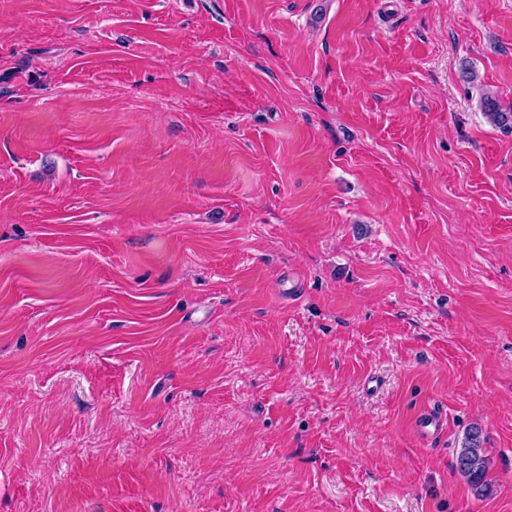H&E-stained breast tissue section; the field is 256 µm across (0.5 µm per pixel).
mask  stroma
Listing matches in <instances>:
<instances>
[{"instance_id": "obj_1", "label": "stroma", "mask_w": 512, "mask_h": 512, "mask_svg": "<svg viewBox=\"0 0 512 512\" xmlns=\"http://www.w3.org/2000/svg\"><path fill=\"white\" fill-rule=\"evenodd\" d=\"M487 91L512 0H0V512H512ZM445 420L446 417L442 410L426 409L420 412L416 421V428L423 438H437L445 430ZM489 465L490 460L481 440V430L474 426L467 432L457 453L456 467L478 496L486 494L489 490Z\"/></svg>"}]
</instances>
